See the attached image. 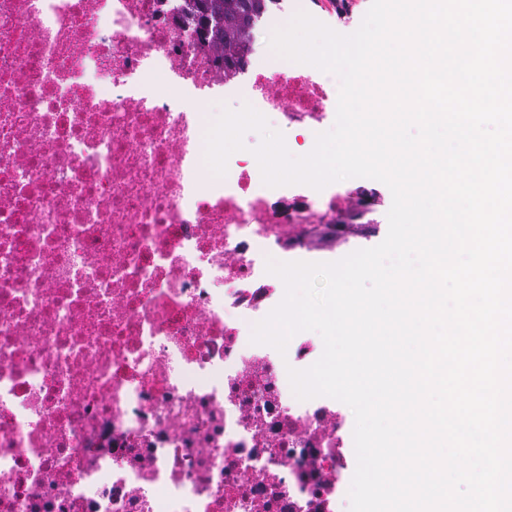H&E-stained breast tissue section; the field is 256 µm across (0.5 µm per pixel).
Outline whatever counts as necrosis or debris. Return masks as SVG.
<instances>
[{
    "mask_svg": "<svg viewBox=\"0 0 512 512\" xmlns=\"http://www.w3.org/2000/svg\"><path fill=\"white\" fill-rule=\"evenodd\" d=\"M186 0H0V512H337L345 410L312 347L255 344L267 260L379 232L380 193L205 164L202 105L324 132L339 80L250 49L232 79Z\"/></svg>",
    "mask_w": 512,
    "mask_h": 512,
    "instance_id": "4bbe7bcc",
    "label": "necrosis or debris"
}]
</instances>
